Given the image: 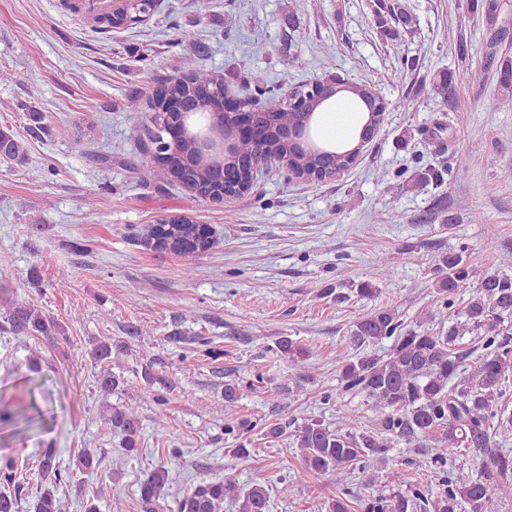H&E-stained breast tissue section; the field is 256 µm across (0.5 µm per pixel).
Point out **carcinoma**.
Here are the masks:
<instances>
[{
  "instance_id": "carcinoma-1",
  "label": "carcinoma",
  "mask_w": 512,
  "mask_h": 512,
  "mask_svg": "<svg viewBox=\"0 0 512 512\" xmlns=\"http://www.w3.org/2000/svg\"><path fill=\"white\" fill-rule=\"evenodd\" d=\"M154 7L152 0H123L112 15L93 19L102 28H121L135 25L140 16ZM476 8L484 11L489 24L498 22L501 5L497 0H476ZM391 18L410 29L413 16L405 5L395 2ZM499 85L505 91L502 106L512 104V59L503 58L497 64ZM254 100L265 113L264 143L269 153L286 162L287 171L297 179L319 174H340L352 167L368 140L343 135L336 144L326 148L336 157L318 155L298 156L285 137L290 124L299 119V112L273 91L267 77L254 72L250 77ZM169 94L180 97L192 108L198 99L190 95V86H208L218 96L227 90L222 78L196 68L195 54L182 58V74L168 79ZM368 86L342 83L336 95L352 100L360 108L365 126H381L385 111L375 106L367 93ZM193 152L190 142L184 143L177 154L159 161L151 153L144 154L139 167L151 171L158 167L170 181L185 188L193 187L205 195L221 190L243 197L253 186V163L257 160L256 144L244 145L238 154L225 161L226 172L213 170L204 164L188 167L184 159ZM25 156L24 144L12 130L0 128V162L20 163ZM444 176L432 169H418L411 175L417 185L429 183L440 186ZM151 238H158L165 248L179 253L193 247L208 250L200 241L197 224H154L148 228ZM429 284L437 295L440 327L436 330L422 325L410 327L399 312L387 306L372 309L354 321L351 336L355 346L362 347L391 341L386 354L355 355L347 352L336 356L340 389L343 393L360 394L378 419L377 428L364 430L359 416L344 411L338 416L339 425L332 429L323 422L311 419L297 427L294 443L300 451L299 477L309 474L326 475L342 487L343 495L325 504L327 512H351L349 484L356 474L376 472L386 464L387 453L400 442L410 444L420 439L435 440L440 453L435 463L442 469L436 482L414 483L404 491L377 495L368 500L366 512H486L494 497H512V457L491 447L492 436L512 429V409L503 403L504 383L512 376V350L497 337L505 322L512 321V276L486 272L476 276L469 264L466 249L438 256ZM385 267L379 262L356 285L360 296L380 292L376 282L383 279ZM462 303V311L446 320L448 310ZM11 329L30 336H41L50 342L58 340L59 324L42 314L33 305H18L4 313ZM466 335L481 343L484 353L469 364L456 345ZM89 355L102 365L98 376L100 391L110 394L124 383L112 370V343L100 341ZM240 385L224 384V434L238 442L233 452L247 458L251 450L243 439L256 424L238 417L233 408L241 399ZM111 430L120 437L122 454L134 457L140 450L141 424L137 410L129 405L112 407L105 417ZM475 449L480 458L475 465L460 466L453 472L445 470L450 459L467 455ZM97 461L89 449L78 456L76 467L63 470L52 448L45 450L37 467L38 491L33 512H66L67 505L56 496L54 488L62 480L78 481V475L96 467ZM27 474L9 459L0 467V512H20L18 489ZM169 482V470L158 466L140 481L139 503L142 512H157L158 501ZM230 499L237 512H270V493L262 484L242 490L232 476L219 480H203L184 492L176 501V512H224V501Z\"/></svg>"
}]
</instances>
